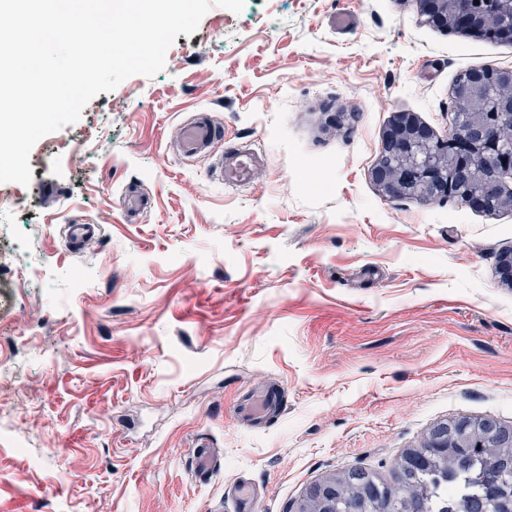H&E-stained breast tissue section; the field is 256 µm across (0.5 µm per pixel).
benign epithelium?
I'll list each match as a JSON object with an SVG mask.
<instances>
[{"instance_id":"1","label":"benign epithelium","mask_w":512,"mask_h":512,"mask_svg":"<svg viewBox=\"0 0 512 512\" xmlns=\"http://www.w3.org/2000/svg\"><path fill=\"white\" fill-rule=\"evenodd\" d=\"M416 2L420 16L427 24L470 36L512 41V30L496 22L499 13L512 12V0H488L489 9L480 15L470 14L467 0ZM476 81L481 85H492L494 92L480 99L471 127L464 128L453 122L442 142L436 141L435 132L412 112L396 113L385 126L380 136V156L388 161L375 163L371 170V178L382 194L396 197L432 191L446 197L453 194L448 175L457 171L465 179L475 177V158L478 156L495 161L502 174L503 186L512 192L509 182L512 152L503 153L499 147L501 134H512V71L488 68L476 75ZM496 272L502 282L512 285V250L499 254ZM480 430L492 447H501L505 439L508 447H512V430L490 420L471 417L435 425L430 430L427 447L434 453H445L448 438L454 436L456 446L462 448L465 438ZM334 490L332 479L314 484L296 512H308L306 504L325 501Z\"/></svg>"}]
</instances>
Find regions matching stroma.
<instances>
[{
    "instance_id": "obj_1",
    "label": "stroma",
    "mask_w": 512,
    "mask_h": 512,
    "mask_svg": "<svg viewBox=\"0 0 512 512\" xmlns=\"http://www.w3.org/2000/svg\"><path fill=\"white\" fill-rule=\"evenodd\" d=\"M485 65L512 44L416 0H246L41 138L30 185L0 183V512H295L437 423L512 425V210L371 179L395 113L445 136L455 77ZM198 112L224 135L187 157ZM232 146L247 184L214 169ZM268 387L281 411L252 428L236 402Z\"/></svg>"
}]
</instances>
